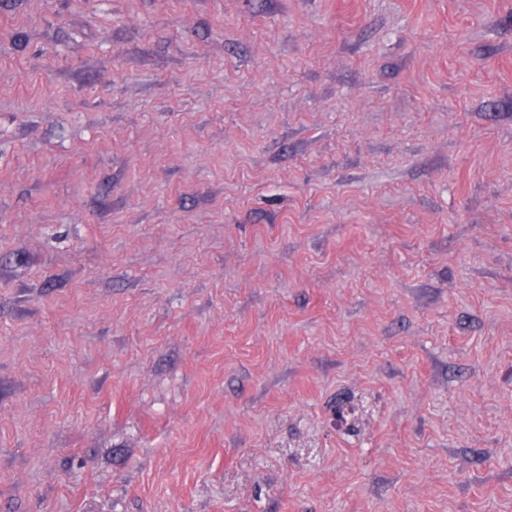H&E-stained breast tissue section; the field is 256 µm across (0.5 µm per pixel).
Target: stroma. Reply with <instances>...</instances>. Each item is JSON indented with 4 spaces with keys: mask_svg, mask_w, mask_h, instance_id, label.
<instances>
[{
    "mask_svg": "<svg viewBox=\"0 0 512 512\" xmlns=\"http://www.w3.org/2000/svg\"><path fill=\"white\" fill-rule=\"evenodd\" d=\"M0 512H512V0H0Z\"/></svg>",
    "mask_w": 512,
    "mask_h": 512,
    "instance_id": "stroma-1",
    "label": "stroma"
}]
</instances>
